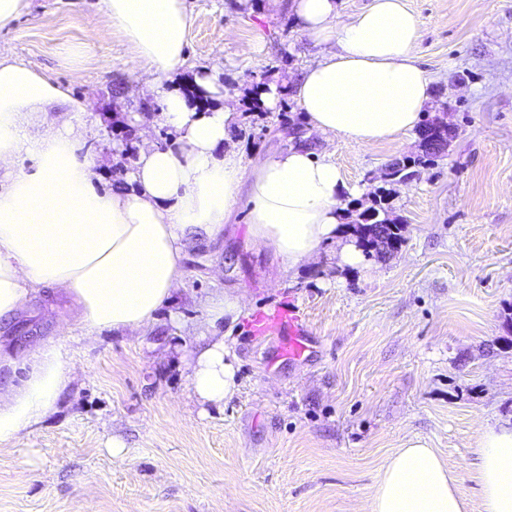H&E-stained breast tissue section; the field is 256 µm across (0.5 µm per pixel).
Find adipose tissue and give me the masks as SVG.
<instances>
[{"label": "adipose tissue", "instance_id": "ef3b65f1", "mask_svg": "<svg viewBox=\"0 0 512 512\" xmlns=\"http://www.w3.org/2000/svg\"><path fill=\"white\" fill-rule=\"evenodd\" d=\"M101 5L145 75L141 95L160 107L155 123L172 139L161 145L141 130L113 143L117 156L136 150L131 187L100 189L82 153L83 106L49 76L0 54V321L27 294L51 288L71 298L82 338L142 334L182 282L190 249L220 237L242 207L251 240L271 248L285 272L328 245L338 265L361 263L341 198L364 190L347 183L327 144L397 142L421 127L432 80L414 53L418 26L407 0H371L346 19L340 0H290L301 33L320 50L291 83L319 142L249 158L233 139L238 103L220 68L173 81L186 61V0ZM245 307L241 293L225 289L204 303L188 362L199 403L219 407L239 390L224 327ZM72 360L65 339L26 349V379L0 383V446L17 444L55 411ZM474 453L483 512H512V426H486ZM369 512H466V503L437 452L414 444L387 458Z\"/></svg>", "mask_w": 512, "mask_h": 512}]
</instances>
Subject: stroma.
<instances>
[{"label": "stroma", "mask_w": 512, "mask_h": 512, "mask_svg": "<svg viewBox=\"0 0 512 512\" xmlns=\"http://www.w3.org/2000/svg\"><path fill=\"white\" fill-rule=\"evenodd\" d=\"M0 28V48L49 74L85 103V150L109 189L130 158L128 113L144 102L143 73L99 0H28ZM264 0H187L183 74L218 63L241 95L298 74L318 57L287 8ZM414 52L432 79L426 123L452 137L414 178L388 164L422 155L420 137L361 145L332 140L349 183L346 209L387 196L405 241L353 268L333 249L297 275L234 233L200 245L186 276L144 336L109 331L85 343L63 294L27 296L0 346L15 356L37 340L73 337L75 369L56 412L22 443L0 449V512H368L381 468L419 443L446 463L467 512H481L473 448L485 425L512 422V0H408ZM308 132L290 95L277 111L243 107L234 137L271 153ZM247 309L228 331L240 392L224 406L191 397L180 357L183 326L221 287ZM297 306L307 349L283 355L254 322ZM126 447L113 459V440Z\"/></svg>", "instance_id": "obj_1"}]
</instances>
